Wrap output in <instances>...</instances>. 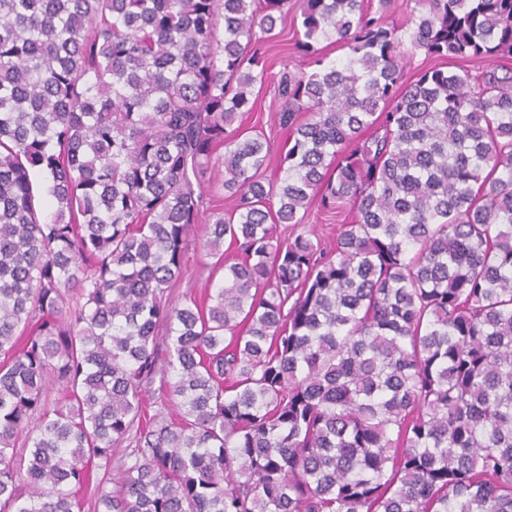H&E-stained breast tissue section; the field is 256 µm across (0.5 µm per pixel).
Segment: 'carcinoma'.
Masks as SVG:
<instances>
[{
	"label": "carcinoma",
	"instance_id": "obj_1",
	"mask_svg": "<svg viewBox=\"0 0 512 512\" xmlns=\"http://www.w3.org/2000/svg\"><path fill=\"white\" fill-rule=\"evenodd\" d=\"M289 2L0 0V512H512V0H300L268 176ZM295 10L290 9L288 17L284 24L277 23L276 32H280L278 38L275 39L271 45L270 50L267 52L269 61L271 62L270 72L277 74L283 67H286L290 71L297 70H312V67H308L307 62L297 55L293 54L292 44L294 42V35L297 28L300 29V18L297 13L298 20L295 17ZM259 91V92H258ZM257 95V110L250 114L243 115V128H249L256 125L257 130H263L271 141L272 146V165L269 167L267 174L271 169H275L274 163L278 159L281 147L286 140V133L281 130L274 121L275 112L279 109V100L277 96V77L265 83L259 90V85L254 89L255 97ZM349 207H343V216L339 219L340 221H336V218H330L326 215L322 214L318 211L316 206H312L306 224V230H315L318 234L322 235L325 238H334L336 237V229L338 228V224H341V220L346 216L348 218ZM205 238L204 226L199 224L186 255L188 275L180 287L175 290L176 300L181 301L182 294L187 291L189 286L193 287L194 291H199L201 288L207 287L210 280H214V277L212 278L210 275V264L214 259L206 255V250L203 248Z\"/></svg>",
	"mask_w": 512,
	"mask_h": 512
}]
</instances>
